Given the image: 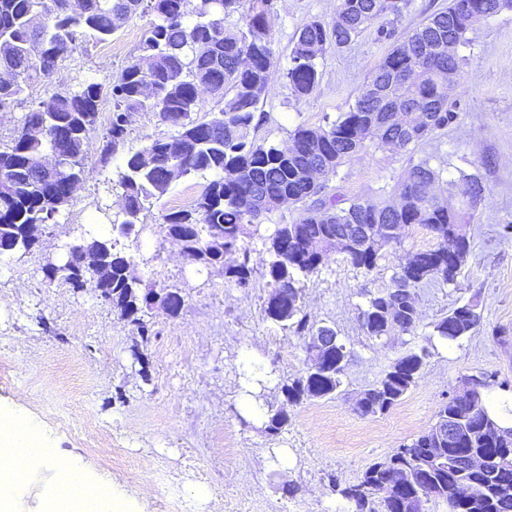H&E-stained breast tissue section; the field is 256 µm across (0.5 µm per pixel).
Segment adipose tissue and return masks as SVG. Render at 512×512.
<instances>
[{"instance_id": "1", "label": "adipose tissue", "mask_w": 512, "mask_h": 512, "mask_svg": "<svg viewBox=\"0 0 512 512\" xmlns=\"http://www.w3.org/2000/svg\"><path fill=\"white\" fill-rule=\"evenodd\" d=\"M18 457H38L54 463L58 485L74 481L85 482V468L68 462L57 461L53 449L47 448L37 438L34 427L24 421H15L13 425L0 429V502H7L12 494L15 467L13 461Z\"/></svg>"}]
</instances>
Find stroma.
Masks as SVG:
<instances>
[{
    "label": "stroma",
    "mask_w": 512,
    "mask_h": 512,
    "mask_svg": "<svg viewBox=\"0 0 512 512\" xmlns=\"http://www.w3.org/2000/svg\"><path fill=\"white\" fill-rule=\"evenodd\" d=\"M335 12L336 0H276L272 90L263 106L269 118L259 139L283 144L296 125L319 126L347 111L387 53L389 42L372 28L350 46L329 48L319 61V86L296 102L283 77L295 35L310 19L329 21ZM151 22V15L136 16L111 39L77 49L34 97L84 81L111 84ZM471 38L455 90L459 123L419 151L448 159L451 169L479 171L488 191L471 212L474 247L457 287L417 288L415 334L375 340L359 326L369 294L390 283L394 254L369 273L332 256L303 281V305L311 322L334 326L352 350L343 385L332 397L287 408V426L268 434L265 420L246 417L239 407L244 360L254 357L274 375L256 392L271 410L284 406L279 379L302 372L307 353L302 338L266 321L264 267L255 264L254 286L241 292L225 283L221 268L196 272L178 245L156 230L163 210L198 196L206 177L174 181L162 207L145 213L144 229L125 240L143 279L178 287L185 300L175 317L157 307L148 311V338L92 291L44 279L42 266L64 262L66 243L100 208L119 209L110 181L122 157L103 164L93 153L84 182L40 243L0 260V421L29 420L59 458L93 461L89 484L109 489L123 512H165L174 498L189 500L194 512H346L332 482L357 483L370 464L433 425L465 377L493 373L512 383V240L501 235L512 221V11L481 21ZM408 167L407 153L371 149L344 165L327 192L377 200ZM471 299L481 312L471 336L454 343L430 339L433 322ZM422 347L429 350L422 375L398 405L374 416L355 412L361 390L404 352ZM220 433L232 453L217 444ZM107 441L123 449L118 465L95 459L93 445ZM56 497L53 467L39 461L16 482L9 512H77L53 507Z\"/></svg>",
    "instance_id": "1"
}]
</instances>
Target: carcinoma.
<instances>
[{
    "label": "carcinoma",
    "mask_w": 512,
    "mask_h": 512,
    "mask_svg": "<svg viewBox=\"0 0 512 512\" xmlns=\"http://www.w3.org/2000/svg\"><path fill=\"white\" fill-rule=\"evenodd\" d=\"M273 0H80L73 13L69 0H0V110L28 104L18 119L10 144L0 147V255L29 251V229L56 222L69 205L67 183L84 179L96 130L99 106L112 99V118L99 147L106 163L125 145L131 114L155 115L173 133L148 141L127 155L112 186L121 190L123 208L111 220L112 229L129 236L144 212L161 204L171 181L169 168L182 175L212 173L193 203L161 214V231L177 241L192 264L224 267V279L243 292L253 287L252 249L245 237L259 234L261 217L253 198L266 196L265 213L286 198L301 206L299 217L278 224L263 238L267 285L266 320L304 339L312 352L316 339L324 342L322 361L297 376L281 381L290 405L334 395L353 352L327 326L309 322L302 306V279L318 273L333 254L370 273L387 250L401 246L410 230L427 229L433 246L399 255L391 285L369 295L359 321L364 335L381 339L394 332L412 334L420 325L415 291L424 283L455 286L471 241L464 226L469 210L486 197L479 172L448 168L432 157L413 156L427 139L459 119L451 91L459 86L467 58L461 48L470 43L473 26L504 11L512 0H448L419 26L399 34L411 0H337L336 20L312 18L298 31L283 77L297 99L319 85L318 59L331 46L351 45L368 28L377 26L379 39L390 49L370 71L349 109L320 127L299 124L280 146L259 141L255 132L266 122L261 111L271 91L272 38L268 15ZM42 12L46 21L31 24ZM154 16L149 35L108 87L90 82L63 87L38 101L29 92L50 80L74 50L88 38L106 41L137 14ZM151 60L144 71L143 59ZM214 106L209 118L200 88ZM371 146H389L410 154V167L398 182L399 202L377 204L369 199H341L325 194L327 182L340 168ZM46 154L58 158L52 175L42 171ZM316 165L320 177L309 180L305 168ZM88 246L104 250L111 267L108 287L112 307L137 327L149 329L143 316L156 294L144 283L118 239L91 233L65 245L71 269L80 267ZM240 253L224 264L228 253ZM477 304L453 307L432 324V335L455 342L480 324ZM427 352L409 351L392 363L384 377L361 392L355 410L383 414L416 386ZM288 411H270L267 431L277 435L288 425ZM454 426L457 442L439 458L441 423ZM469 455L484 459L482 468L468 471L460 461ZM333 491L344 497L350 512H397L405 495L417 497L415 512L432 501H450L453 512H512V435L495 429L483 401L452 397L441 407L436 422L393 455L367 467L358 483Z\"/></svg>",
    "instance_id": "carcinoma-1"
}]
</instances>
